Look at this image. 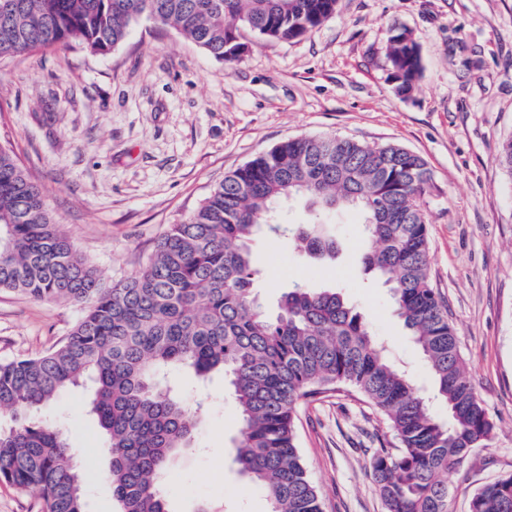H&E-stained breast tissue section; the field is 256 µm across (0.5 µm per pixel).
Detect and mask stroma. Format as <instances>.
<instances>
[{
	"label": "stroma",
	"mask_w": 512,
	"mask_h": 512,
	"mask_svg": "<svg viewBox=\"0 0 512 512\" xmlns=\"http://www.w3.org/2000/svg\"><path fill=\"white\" fill-rule=\"evenodd\" d=\"M395 25L412 31L423 59L405 98L386 58ZM243 40L247 52L227 64L176 30L141 21L104 56L60 45L1 60L0 144L110 283L136 274L225 175L282 141L343 136L423 158L432 178L431 284L494 423L487 447L448 474L450 512H468L481 486L512 473V176L498 160L512 138V0H337L334 14L300 39L247 31ZM326 220L341 247L326 265L260 231L259 301L276 310L297 282L341 289L413 384L430 391L388 287L361 272L367 243L358 216L336 211ZM80 314L70 303L0 290V362L49 349ZM171 378L202 418L192 450L166 477L167 512H269L265 492L233 462L239 414L223 376ZM90 395V384L71 388L56 408L86 476L85 512H118ZM296 428L325 512H384L370 461L399 441L379 412L355 392L334 390L305 400Z\"/></svg>",
	"instance_id": "obj_1"
}]
</instances>
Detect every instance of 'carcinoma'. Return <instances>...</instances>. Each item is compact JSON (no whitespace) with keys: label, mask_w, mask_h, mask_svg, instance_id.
Instances as JSON below:
<instances>
[{"label":"carcinoma","mask_w":512,"mask_h":512,"mask_svg":"<svg viewBox=\"0 0 512 512\" xmlns=\"http://www.w3.org/2000/svg\"><path fill=\"white\" fill-rule=\"evenodd\" d=\"M335 7L336 0H0V59L71 43L106 55L147 20L232 63L241 58L242 31L296 40ZM386 55L395 92L411 94L423 72L412 32L391 28ZM430 183L423 159L398 145L287 140L224 176L135 276L106 283L55 223L15 155L0 147V289L81 310L52 349L0 362V417L11 421L0 427V481L37 494L46 512H84V477L68 431L39 415L88 381L119 512H166L162 481L192 447L197 426L167 374L189 368L202 382L223 373L239 409L235 462L266 492L270 512H323L297 447L295 411L332 388L364 397L400 441L371 459L385 512H448V470L486 445L494 423L430 282L423 206ZM294 197L306 199L311 218L273 222L276 206ZM330 210L359 215L369 243L364 272L389 287L424 356L431 394L394 365L337 289L296 283L277 312L258 304L256 231L265 226L297 250L333 260L339 247L323 218ZM470 512H512V473L479 488Z\"/></svg>","instance_id":"obj_1"}]
</instances>
